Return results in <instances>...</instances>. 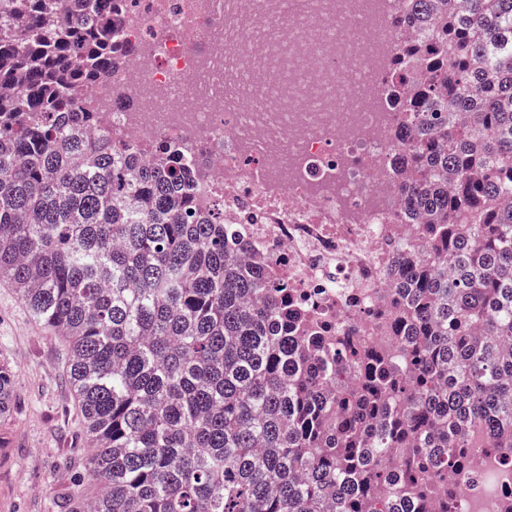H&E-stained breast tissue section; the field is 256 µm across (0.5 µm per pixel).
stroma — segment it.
Returning <instances> with one entry per match:
<instances>
[{
	"label": "stroma",
	"instance_id": "stroma-1",
	"mask_svg": "<svg viewBox=\"0 0 512 512\" xmlns=\"http://www.w3.org/2000/svg\"><path fill=\"white\" fill-rule=\"evenodd\" d=\"M0 359L15 376L13 446L0 459V512H42L66 493L83 421L64 372L60 336L36 323L12 286L0 282Z\"/></svg>",
	"mask_w": 512,
	"mask_h": 512
}]
</instances>
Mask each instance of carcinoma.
Wrapping results in <instances>:
<instances>
[{"label": "carcinoma", "instance_id": "1", "mask_svg": "<svg viewBox=\"0 0 512 512\" xmlns=\"http://www.w3.org/2000/svg\"><path fill=\"white\" fill-rule=\"evenodd\" d=\"M127 2L0 0V280L67 343L91 448L43 512H458L471 449L512 448V0H406L430 38L386 73L428 220L396 357L315 336L175 150L88 135Z\"/></svg>", "mask_w": 512, "mask_h": 512}]
</instances>
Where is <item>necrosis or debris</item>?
Instances as JSON below:
<instances>
[{"mask_svg": "<svg viewBox=\"0 0 512 512\" xmlns=\"http://www.w3.org/2000/svg\"><path fill=\"white\" fill-rule=\"evenodd\" d=\"M403 13V0H137L122 30L138 52L87 99L98 130L143 157L189 155L194 207L223 213L331 344L397 349L392 271L422 243L393 165L410 134L379 64L422 37ZM457 482L462 512H502L512 468L478 450Z\"/></svg>", "mask_w": 512, "mask_h": 512, "instance_id": "4bbe7bcc", "label": "necrosis or debris"}]
</instances>
